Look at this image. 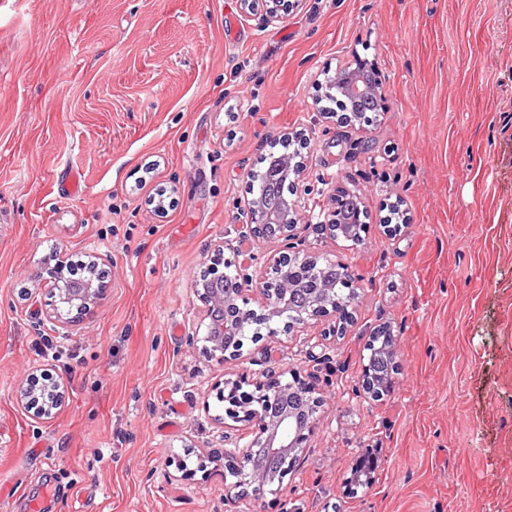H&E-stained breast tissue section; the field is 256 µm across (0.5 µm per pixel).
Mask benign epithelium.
Instances as JSON below:
<instances>
[{
  "label": "benign epithelium",
  "mask_w": 512,
  "mask_h": 512,
  "mask_svg": "<svg viewBox=\"0 0 512 512\" xmlns=\"http://www.w3.org/2000/svg\"><path fill=\"white\" fill-rule=\"evenodd\" d=\"M240 8L246 13L255 10L257 3L264 5L262 23L270 24L279 19V7L284 0H239ZM375 70L374 64L366 59H352L341 67L347 74L349 93L353 96L366 93L383 101L387 100L386 87L382 81L370 82L364 76L365 70ZM307 148L301 142L291 157L284 159V171L293 181H300L306 169V159L302 150ZM309 191L286 202L285 210L273 217L253 199L241 207L238 221V235L224 242L229 256L224 263L233 264L236 288L224 287V272L215 266L201 271L194 281V293L201 303V321L206 323V336H190L186 343L192 347L204 342L203 350L208 357L223 365L229 361H244L243 345L239 344L240 320L246 316L262 324L266 333H257L251 342H279L280 330L274 327L276 320L285 313L288 295L292 284L288 277V265L295 267L296 273H313L317 269L318 256L297 242L299 223L307 207L305 196ZM351 201V209L358 213L363 209L362 198L354 192L336 189L333 207L323 214L319 227L330 237L341 236L339 232V212L341 204ZM277 223L276 239L283 244L282 250L263 259L260 273L251 271L258 257L241 258V244L245 241L258 242L265 239L264 230L270 222ZM101 258L89 261L92 274L70 280L65 277L63 268H57L54 283L59 285L58 295L64 303L74 307L77 313L90 310L104 294L103 270L99 269ZM357 298L356 289H350L346 298L336 299L328 289L317 281L312 289L311 310L288 326V332L304 329L313 322L332 319L328 325V335L341 336L346 333L347 325L353 321L348 308ZM258 308L251 307V303ZM387 342V346H375L373 351L397 354L398 340L383 326L373 333ZM262 369L251 374L243 373L235 379L218 380L214 385L216 398L224 403V414L211 417L224 429V500L236 505L246 503L251 512H256L263 503L268 488L277 485L282 488L285 478L292 474L300 457L308 448V442L315 435L320 422V412L325 404L323 396L316 391L311 382L289 365L285 359L276 361L263 356L252 360ZM291 380H285L286 376ZM397 372H390L388 380L381 381L374 372L372 364L365 365L359 380L358 389L373 401L389 395L395 384ZM67 387L62 380H50L41 387L31 382L21 383L17 388V400L33 405L41 400L50 404V408L41 405L38 414L48 416L52 410L59 409L65 402ZM266 448L278 456L279 465L269 472L251 461V449ZM377 470V456L374 451L365 449L354 459L350 476L345 480V491L355 494L360 487H369L374 482Z\"/></svg>",
  "instance_id": "benign-epithelium-1"
}]
</instances>
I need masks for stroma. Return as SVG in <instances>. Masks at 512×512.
<instances>
[{
	"instance_id": "obj_1",
	"label": "stroma",
	"mask_w": 512,
	"mask_h": 512,
	"mask_svg": "<svg viewBox=\"0 0 512 512\" xmlns=\"http://www.w3.org/2000/svg\"><path fill=\"white\" fill-rule=\"evenodd\" d=\"M355 55L390 106L360 126L313 102ZM286 131L309 140L310 207L341 186L367 217L358 246L301 226L359 274L355 319L263 512H512V0H291L267 26L239 0H0V512H225L213 386L249 365L187 346L192 285ZM96 254L103 298L54 326L51 259ZM383 324L399 373L373 403L356 387ZM42 375L68 391L39 418L16 390ZM365 448L376 480L345 494Z\"/></svg>"
}]
</instances>
